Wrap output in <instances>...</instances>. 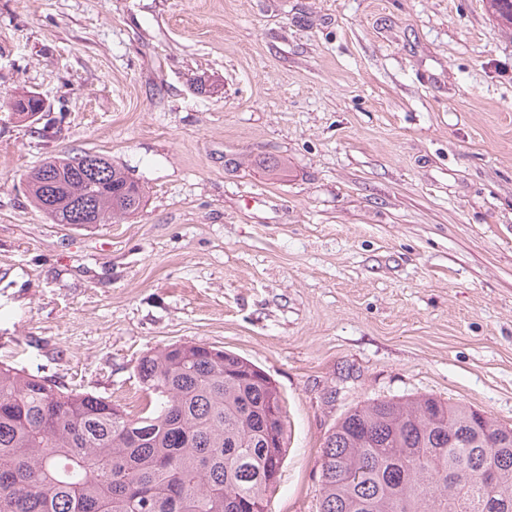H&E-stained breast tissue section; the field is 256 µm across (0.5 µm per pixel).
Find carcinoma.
<instances>
[{"label": "carcinoma", "mask_w": 512, "mask_h": 512, "mask_svg": "<svg viewBox=\"0 0 512 512\" xmlns=\"http://www.w3.org/2000/svg\"><path fill=\"white\" fill-rule=\"evenodd\" d=\"M488 4L512 29V0ZM0 103L29 117L44 107L30 91ZM76 161L49 157L27 174L52 223H74L83 198L104 223L142 208L124 169L101 156L96 180ZM137 369L147 403L133 415L0 362V512H267L286 453L274 381L194 342L148 352ZM319 512H512V427L433 395L368 400L326 437Z\"/></svg>", "instance_id": "carcinoma-1"}]
</instances>
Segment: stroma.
<instances>
[{"instance_id":"35a3bbf8","label":"stroma","mask_w":512,"mask_h":512,"mask_svg":"<svg viewBox=\"0 0 512 512\" xmlns=\"http://www.w3.org/2000/svg\"><path fill=\"white\" fill-rule=\"evenodd\" d=\"M0 361L144 399L174 342L258 365L288 451L268 512H318L356 404L431 394L512 426V30L486 0H0ZM92 152L134 217L25 192ZM2 105L8 106L14 112H22L19 114H26L29 117L42 112L44 107L42 99L30 91L14 95V97L7 100H1V107ZM99 161L108 171L104 180H96L75 165L78 156L49 157L26 177V192L34 206L46 214L53 224H92L96 215L87 218L86 223H76L73 213L80 199L95 201L102 215V224L111 219H127L143 206V187L132 180L124 169L112 164L97 154ZM47 172L56 179V188L48 195L44 185ZM55 179L46 178L45 184L55 187ZM130 183V184H128ZM50 196L53 197L50 200Z\"/></svg>"}]
</instances>
